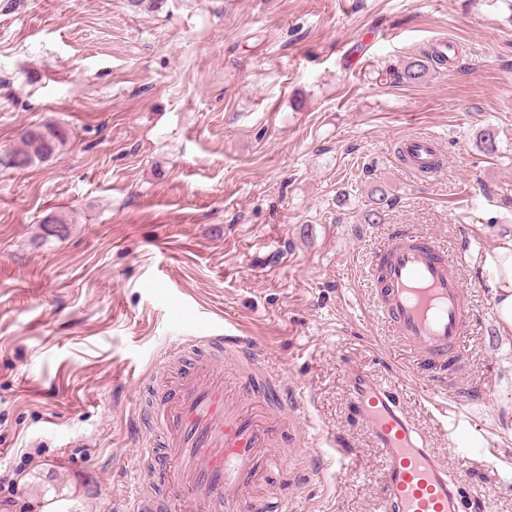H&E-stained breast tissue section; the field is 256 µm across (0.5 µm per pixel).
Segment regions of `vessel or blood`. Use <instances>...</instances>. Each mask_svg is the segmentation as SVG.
Here are the masks:
<instances>
[{"instance_id":"1","label":"vessel or blood","mask_w":512,"mask_h":512,"mask_svg":"<svg viewBox=\"0 0 512 512\" xmlns=\"http://www.w3.org/2000/svg\"><path fill=\"white\" fill-rule=\"evenodd\" d=\"M400 155L412 174L445 172L432 135L406 137ZM373 275L382 285L379 313L399 339L425 361L459 365L472 310L445 250L433 238L403 230L376 256ZM187 349L229 352L245 367L231 382L217 364L176 371L167 396L139 429L142 456L154 459L170 498L189 503V512H267L272 505L288 512L284 499L272 504L253 490L260 477L282 469L280 439L297 440L305 411L294 388L275 373H267L274 392L261 387L257 375L266 366L249 337L186 336L168 355ZM350 375L353 407L386 460L383 512H462L457 480L432 453L399 393L358 369ZM142 478L141 466H133L128 512L146 508Z\"/></svg>"}]
</instances>
